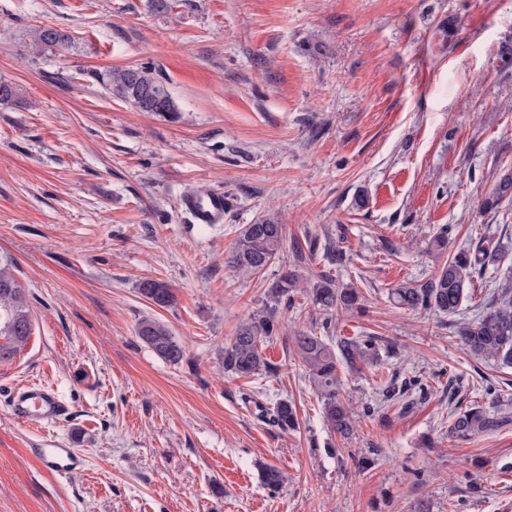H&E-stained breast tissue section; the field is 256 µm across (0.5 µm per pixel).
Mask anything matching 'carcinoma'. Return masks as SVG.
Instances as JSON below:
<instances>
[{
	"label": "carcinoma",
	"mask_w": 512,
	"mask_h": 512,
	"mask_svg": "<svg viewBox=\"0 0 512 512\" xmlns=\"http://www.w3.org/2000/svg\"><path fill=\"white\" fill-rule=\"evenodd\" d=\"M74 44L70 34L51 27H38L31 32L32 52L41 54ZM87 76L102 86L111 96L129 103L139 112H154L166 117H177L179 105L166 87L160 74L147 66L94 70ZM512 197V170L496 178L489 206ZM285 245L284 225L271 218H263L242 227L234 246L226 258V266L235 271L258 273L279 257ZM507 256L503 248L479 251L475 254L459 252L448 259L437 274L420 284L406 281L389 290L393 304L412 312H458L466 296L467 284L477 268L499 263ZM14 263L0 257V362L10 360L32 334L31 310L25 290L13 273ZM300 279L289 272L270 289L271 304L254 312L242 321L230 342L224 346V371L238 377L267 375L276 372L265 356L263 343L282 330L279 305L293 301ZM304 292L318 310L327 315L337 310L362 309L359 293L354 288L338 287L336 280L326 274L305 279ZM138 292L150 303L167 308L174 303L169 284L157 279H145L138 284ZM137 337L158 357L173 365L183 360L185 346L163 323L144 318L137 325ZM458 336L477 357L512 365V280L502 286L498 296L474 320L460 324ZM333 343L303 331L293 337V348L301 359L308 378L323 401V415L327 426L343 438L353 433L354 417L349 405L340 396L338 366L359 370L361 365L375 359V340L371 336L331 337ZM449 434L467 441L473 437L496 431L508 417L481 405L456 409L450 415ZM273 422L283 431L297 426L294 406L277 402L272 411ZM261 480L270 489H278L285 475L273 466L261 470Z\"/></svg>",
	"instance_id": "1"
}]
</instances>
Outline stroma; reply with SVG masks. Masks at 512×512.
<instances>
[{
    "label": "stroma",
    "instance_id": "obj_1",
    "mask_svg": "<svg viewBox=\"0 0 512 512\" xmlns=\"http://www.w3.org/2000/svg\"><path fill=\"white\" fill-rule=\"evenodd\" d=\"M75 39L29 49L33 28ZM154 68L169 119L111 97L88 71ZM0 255L27 292L32 334L0 363V512H512V367L456 334L497 295L473 277L459 311L415 314L388 291L427 281L448 251L512 244V201L486 210L512 169V0H0ZM223 191L220 224H192L189 191ZM265 216L315 239L263 271H231L241 227ZM344 251L331 264L329 248ZM324 272L359 289L364 314H323L302 293L264 345L275 375L224 371V346L280 274ZM168 283L171 307L137 291ZM185 346L176 365L137 337L141 319ZM373 336L378 356L339 368L354 433H330L292 337ZM414 380L385 399L392 374ZM52 387L68 415L46 427L83 471L46 469L37 431L5 400ZM296 408L285 432L270 419ZM508 416L458 441L451 411ZM288 481L270 491L261 466ZM273 422L282 430H294L298 424L294 406L288 400L277 402L272 411Z\"/></svg>",
    "mask_w": 512,
    "mask_h": 512
}]
</instances>
